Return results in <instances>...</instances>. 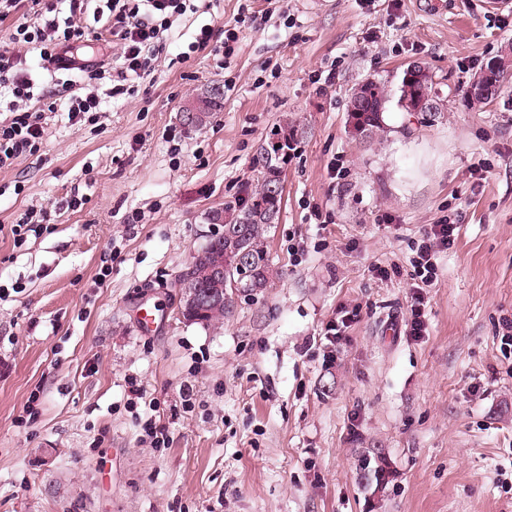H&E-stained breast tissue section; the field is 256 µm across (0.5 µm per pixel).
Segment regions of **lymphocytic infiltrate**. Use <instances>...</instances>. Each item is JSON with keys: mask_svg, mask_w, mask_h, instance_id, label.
Masks as SVG:
<instances>
[{"mask_svg": "<svg viewBox=\"0 0 512 512\" xmlns=\"http://www.w3.org/2000/svg\"><path fill=\"white\" fill-rule=\"evenodd\" d=\"M59 0H0V20L18 13L33 15L35 24H18L11 45L0 49V169L12 167L24 156L43 148L46 128L43 112L34 110L37 83L26 69V50L36 46L48 76L60 70L63 53L74 43L100 39L109 34L118 48L112 62H89L79 68L78 81L88 86L111 81L110 97L134 95L136 80L151 73V55L162 44L173 22L194 11V0H102L108 11L105 32L73 25L74 17L87 13L91 0H68L69 15L60 18ZM458 226L444 219L431 225L422 236L412 261L414 268L412 303L408 321L412 336L427 330L426 290L436 280L435 251L451 248Z\"/></svg>", "mask_w": 512, "mask_h": 512, "instance_id": "lymphocytic-infiltrate-1", "label": "lymphocytic infiltrate"}]
</instances>
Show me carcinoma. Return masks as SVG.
<instances>
[{"label":"carcinoma","instance_id":"obj_1","mask_svg":"<svg viewBox=\"0 0 512 512\" xmlns=\"http://www.w3.org/2000/svg\"><path fill=\"white\" fill-rule=\"evenodd\" d=\"M501 68L490 71L494 86L512 92V43L505 46L501 54L495 57ZM431 94L436 103V111L427 113L433 121L446 108L447 96L444 95L435 75L428 71L417 81ZM362 92L367 102V110L359 115V120L369 133L384 128V113L388 109L390 93L384 82L378 78L366 77L351 89L350 96ZM224 91L216 87L200 101L196 112V127L211 123L215 111L220 107ZM288 159V136H282L278 143H270L264 149L263 172L251 189L249 200L244 203L230 202L216 209L218 219L222 221V231L209 238L197 253L203 260L197 263L202 267L204 261L215 255L224 256V294L230 295L222 306L210 305L196 312L187 322L212 326L224 320V314L230 312L240 297L254 296L268 286L274 269L265 249L268 233L275 224L282 203L283 183L281 163Z\"/></svg>","mask_w":512,"mask_h":512}]
</instances>
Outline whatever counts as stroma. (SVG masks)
I'll return each instance as SVG.
<instances>
[{
	"label": "stroma",
	"instance_id": "obj_1",
	"mask_svg": "<svg viewBox=\"0 0 512 512\" xmlns=\"http://www.w3.org/2000/svg\"><path fill=\"white\" fill-rule=\"evenodd\" d=\"M197 6L134 96L102 97L79 126L47 113L42 151L0 170V225L49 215L22 246L0 232V512H512V111L463 99L512 42V5ZM206 25L216 45L238 32L225 68L188 50ZM413 61L447 110L393 105L382 131L353 134L351 88L396 85ZM214 85L213 121L184 126ZM282 128L276 274L223 324L188 323L178 275ZM446 216L458 237L416 339L410 260ZM144 304L162 316L148 331ZM343 307L359 320L336 345L325 327Z\"/></svg>",
	"mask_w": 512,
	"mask_h": 512
}]
</instances>
